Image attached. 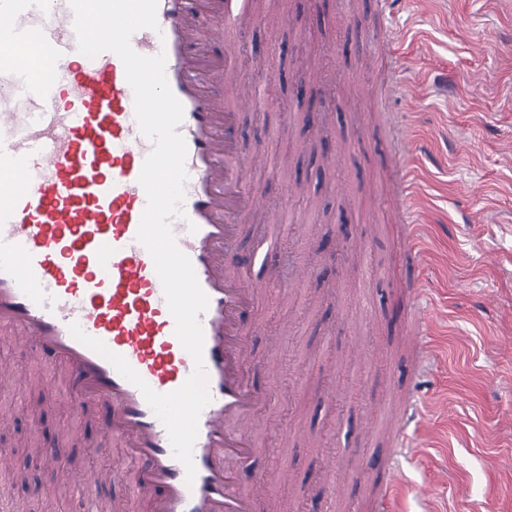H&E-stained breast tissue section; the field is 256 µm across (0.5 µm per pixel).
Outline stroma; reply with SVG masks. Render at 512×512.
I'll list each match as a JSON object with an SVG mask.
<instances>
[{
	"label": "stroma",
	"instance_id": "1",
	"mask_svg": "<svg viewBox=\"0 0 512 512\" xmlns=\"http://www.w3.org/2000/svg\"><path fill=\"white\" fill-rule=\"evenodd\" d=\"M260 0H245L232 20L235 43L264 56L268 77L262 91L269 101L259 112L241 116L246 145L271 157L269 169L252 174L253 189L273 199L271 213L244 223L241 250L253 249L271 221L291 243L273 254L269 265L289 280L283 263L324 262L329 278H311L288 292L263 295L249 336L252 380L272 401L256 416L262 453L256 468L271 469L276 458L288 463L289 478L271 485L282 500L316 504L318 512H352V503H369L374 484L353 483L345 500L330 497L318 476L328 455L341 464L387 457L386 433L365 437L357 431L364 404L393 397L414 362L403 321H391L398 304L391 277L405 264L398 246L400 228L381 193L385 165L375 144L387 138L394 113L415 115L416 130L429 151L414 167L423 175L422 191L432 208L427 245L435 257L453 256L454 268L434 265L422 302L436 311L434 348L438 355L420 394L437 401L431 431L421 440L432 461L419 467L404 462L397 512H423L411 492L414 484L435 486L438 512H512V353L495 342L512 337V162L502 147L512 137V0H403L393 14L378 11L377 0H285L287 23L276 13L258 17ZM408 32L406 60L421 97H377L338 93L326 104L321 129L306 126L307 106L320 90L301 87L302 64L323 67L328 87L363 69L373 84L386 80L387 29ZM345 149L341 166L323 160L322 131ZM306 191L299 204L288 199L290 180ZM301 219L309 229L293 237L281 215ZM366 236L363 254L348 253L351 240ZM491 248L499 262L484 264ZM295 318L288 334L283 368L270 375L264 365L267 338L280 319ZM369 341L371 366L351 362L353 337ZM16 371L0 384V408L10 411L12 437L38 430L43 441L60 431H77L81 443L69 458L72 470L90 466L97 441L95 417H75L60 389L47 380L44 363L31 346L0 335V367ZM26 482L15 488L26 508L77 512L66 496L45 502L30 494L64 482L55 465L28 455Z\"/></svg>",
	"mask_w": 512,
	"mask_h": 512
}]
</instances>
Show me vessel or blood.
Instances as JSON below:
<instances>
[{
    "mask_svg": "<svg viewBox=\"0 0 512 512\" xmlns=\"http://www.w3.org/2000/svg\"><path fill=\"white\" fill-rule=\"evenodd\" d=\"M229 3L158 0L157 29L130 39L139 54L165 53L168 85L184 110L177 130L187 145L188 182L171 228L209 299L200 321L211 395L199 417L189 485L140 389L70 332L78 324L162 394L194 370L153 259L137 240L147 204L139 176L152 143L140 131L124 64L109 51L92 59L79 52L71 0H0V334L61 362L64 376L51 381L65 388L73 415L90 404L103 411L98 453L122 450L78 483L118 481L124 494L106 503L80 500L79 512H127L134 494L149 495L151 512H257L270 496L267 473L243 479L260 453L253 416L271 402L247 374L248 328L258 296L279 282L271 273L257 281L241 275L264 261L269 247L239 249L244 222L265 206L247 176L267 158L243 149L239 118L266 107L256 84L266 68L259 59L255 81L241 76L224 43ZM426 150L412 119L393 123V200L413 268L401 289L414 299L407 334L420 368L435 361L434 319L420 304L429 219L416 202L410 159ZM416 394L412 388L397 404L366 405L361 429L370 436L389 428L392 446L420 461L422 446L406 421L413 415L427 427L432 406ZM74 442L63 434L35 441L34 450L58 462ZM399 487L387 475L376 488L375 512H390Z\"/></svg>",
    "mask_w": 512,
    "mask_h": 512,
    "instance_id": "vessel-or-blood-1",
    "label": "vessel or blood"
}]
</instances>
